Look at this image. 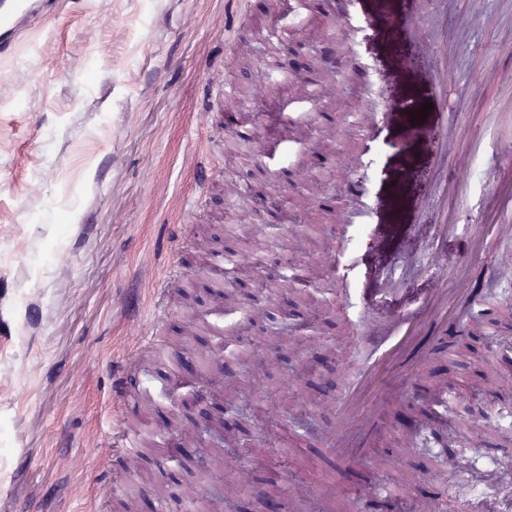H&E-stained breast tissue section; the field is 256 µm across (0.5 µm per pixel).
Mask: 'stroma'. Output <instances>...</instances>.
Masks as SVG:
<instances>
[{"mask_svg": "<svg viewBox=\"0 0 512 512\" xmlns=\"http://www.w3.org/2000/svg\"><path fill=\"white\" fill-rule=\"evenodd\" d=\"M439 19L443 41L406 40L402 24ZM314 49L313 78L331 86L327 117L290 104L281 122L254 115L252 151L227 141L226 118L275 108L293 57L273 26ZM452 46L446 114H382L380 84L413 106L431 92L413 76ZM358 67H348V58ZM0 82V512H376L372 481L437 512H501L512 503V239L489 193L512 197V0H63L60 13ZM484 71L487 84L471 75ZM233 97L210 111L220 83ZM454 124L448 197H439L432 136ZM465 174H458L462 161ZM365 181V198L346 186ZM300 203L306 224L257 228L229 185ZM459 267L447 331L390 395L356 455L331 435L365 355L356 336L383 309L418 306L433 282L434 227ZM482 225L484 251L471 245ZM263 289L220 312L240 267ZM494 289H487V282ZM313 322L280 347V321ZM224 379L248 446L212 465L147 446L123 462L122 434L142 422L167 435L201 431L210 407H179L173 381L201 353ZM124 378L125 395L113 381ZM437 388L439 419L418 387ZM124 473L104 491V474Z\"/></svg>", "mask_w": 512, "mask_h": 512, "instance_id": "stroma-1", "label": "stroma"}]
</instances>
